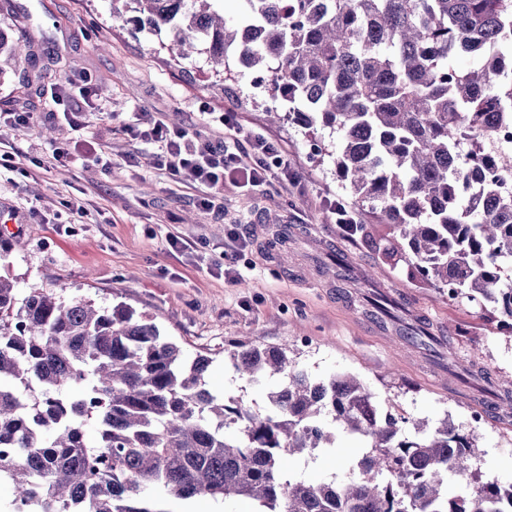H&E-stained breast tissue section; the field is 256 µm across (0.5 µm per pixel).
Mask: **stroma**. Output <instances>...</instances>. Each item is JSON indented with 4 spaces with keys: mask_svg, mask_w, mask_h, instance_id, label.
I'll list each match as a JSON object with an SVG mask.
<instances>
[{
    "mask_svg": "<svg viewBox=\"0 0 512 512\" xmlns=\"http://www.w3.org/2000/svg\"><path fill=\"white\" fill-rule=\"evenodd\" d=\"M132 0H0V37L22 40L21 53L0 51V114L27 112L29 124L0 121V275L18 291L36 285L66 297L125 303L147 315L188 354L215 350L207 387L266 406L267 386L248 384L224 367L220 351L241 337L287 344L288 355L315 378L361 377L379 400L393 399L412 420L436 427L449 420L476 431L472 460L479 482L512 483V413L496 410L512 390V332L489 303L448 301L413 282L404 264L382 260L336 228V205L349 195L331 158L311 152L302 129L271 122L273 102L251 70L225 86L206 59L171 60L167 33L136 29ZM90 76L101 95L81 126L52 119L50 88ZM238 114L245 134L263 133L288 152L293 181L252 190L225 186L216 207L197 206L195 185L157 170L154 148L129 131L143 112L202 140H223L215 113ZM69 149L60 162L55 148ZM288 230L284 249L270 242ZM247 241L242 274L228 283L220 267L230 232ZM191 242L179 251L170 236ZM341 253L348 278L336 277ZM400 302L380 326L362 314V296ZM426 320L448 361L404 339ZM481 421H474V414ZM364 451L340 435L334 448L292 458L295 475L326 482L345 478Z\"/></svg>",
    "mask_w": 512,
    "mask_h": 512,
    "instance_id": "obj_1",
    "label": "stroma"
}]
</instances>
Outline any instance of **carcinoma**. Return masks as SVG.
Returning <instances> with one entry per match:
<instances>
[{"mask_svg":"<svg viewBox=\"0 0 512 512\" xmlns=\"http://www.w3.org/2000/svg\"><path fill=\"white\" fill-rule=\"evenodd\" d=\"M140 25L167 26L168 53L206 55L219 81L260 74L310 137L336 133V178L350 234L456 301L510 319L512 0H242L228 22L214 0H133ZM390 227L375 237L363 216ZM382 325L399 303H362ZM406 339L438 344L420 321ZM191 358L135 309L65 299L0 277V483L32 512H169L166 499L247 498L256 512H512V484H480L476 434L409 419L359 378L315 379L282 347L233 342L224 365L263 385L262 412L206 388ZM366 450L336 483L288 478L295 455L335 447L324 422ZM472 482L448 494V475Z\"/></svg>","mask_w":512,"mask_h":512,"instance_id":"carcinoma-1","label":"carcinoma"}]
</instances>
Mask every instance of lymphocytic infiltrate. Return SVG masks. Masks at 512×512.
<instances>
[{"instance_id": "f902f5d3", "label": "lymphocytic infiltrate", "mask_w": 512, "mask_h": 512, "mask_svg": "<svg viewBox=\"0 0 512 512\" xmlns=\"http://www.w3.org/2000/svg\"><path fill=\"white\" fill-rule=\"evenodd\" d=\"M130 130L134 136L158 144L156 169L186 177L201 187L197 202L205 209L214 208L224 184L257 189L289 169L288 155L280 143L260 133L251 135V154L245 159L226 143L195 139L185 129L154 118L136 116Z\"/></svg>"}]
</instances>
